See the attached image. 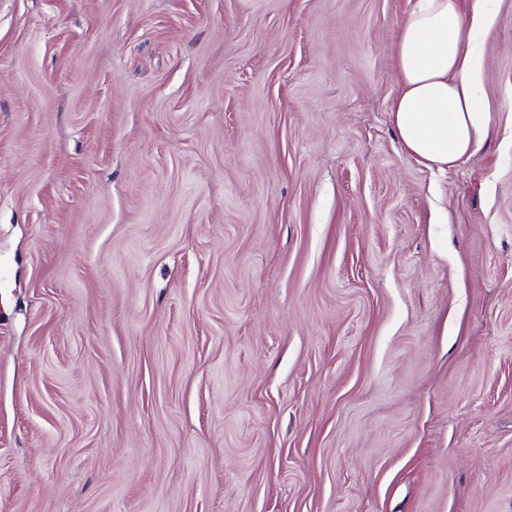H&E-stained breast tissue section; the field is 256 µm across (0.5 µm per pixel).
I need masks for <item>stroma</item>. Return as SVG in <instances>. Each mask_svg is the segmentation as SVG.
<instances>
[{
  "label": "stroma",
  "instance_id": "35a3bbf8",
  "mask_svg": "<svg viewBox=\"0 0 512 512\" xmlns=\"http://www.w3.org/2000/svg\"><path fill=\"white\" fill-rule=\"evenodd\" d=\"M408 10L0 0V512H512V0L445 174Z\"/></svg>",
  "mask_w": 512,
  "mask_h": 512
}]
</instances>
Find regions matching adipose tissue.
Here are the masks:
<instances>
[{"label":"adipose tissue","mask_w":512,"mask_h":512,"mask_svg":"<svg viewBox=\"0 0 512 512\" xmlns=\"http://www.w3.org/2000/svg\"><path fill=\"white\" fill-rule=\"evenodd\" d=\"M488 0H413L396 40L399 91L391 120L404 152L445 170L470 156L488 124L476 51L492 22Z\"/></svg>","instance_id":"obj_1"}]
</instances>
